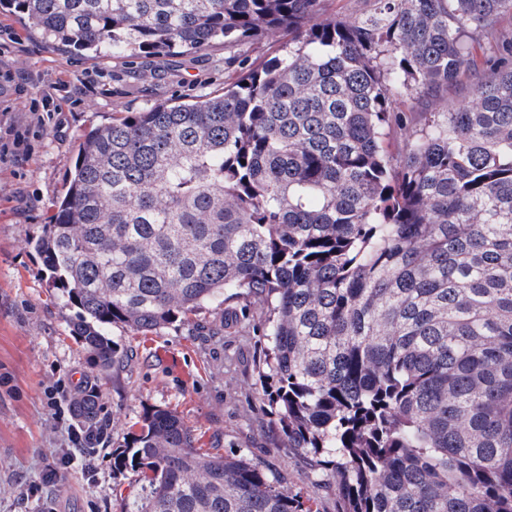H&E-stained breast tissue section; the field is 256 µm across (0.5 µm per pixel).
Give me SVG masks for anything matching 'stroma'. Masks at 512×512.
<instances>
[{
    "label": "stroma",
    "instance_id": "stroma-1",
    "mask_svg": "<svg viewBox=\"0 0 512 512\" xmlns=\"http://www.w3.org/2000/svg\"><path fill=\"white\" fill-rule=\"evenodd\" d=\"M224 58L217 46L129 67L108 55L85 59L0 13V62L26 74L20 90L0 79V121L23 119L27 144L21 159L0 161V512H123L140 486L131 471H113L112 450L149 408L178 415L204 452L245 456L269 477L285 478L313 512H336L334 488L318 486L304 456L272 434L270 408L253 386L264 342L258 322L228 324L223 309L210 307L146 335L116 326L109 335L124 363L100 370L71 332L74 307L31 245L85 131L115 115L223 92L238 71ZM58 77L63 86L49 90ZM48 92L64 100V110L40 123L24 107ZM88 384L109 433L89 457L67 433L74 396ZM50 470L56 479L47 485Z\"/></svg>",
    "mask_w": 512,
    "mask_h": 512
}]
</instances>
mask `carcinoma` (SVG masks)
Listing matches in <instances>:
<instances>
[{
    "mask_svg": "<svg viewBox=\"0 0 512 512\" xmlns=\"http://www.w3.org/2000/svg\"><path fill=\"white\" fill-rule=\"evenodd\" d=\"M321 2L0 0L53 48L126 65L288 35L220 94L88 131L33 247L102 370L122 363L110 326L259 309L272 431L338 512H512V34L493 30L512 0ZM96 399L73 411L98 445ZM195 442L145 410L112 451L141 482L124 512H311ZM375 8V0H327V14L358 17L369 14Z\"/></svg>",
    "mask_w": 512,
    "mask_h": 512,
    "instance_id": "1",
    "label": "carcinoma"
}]
</instances>
